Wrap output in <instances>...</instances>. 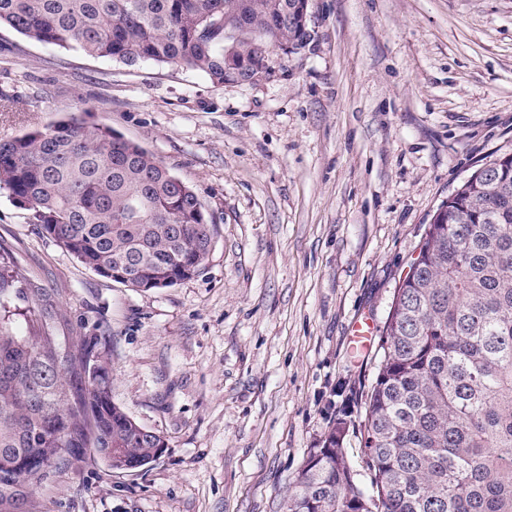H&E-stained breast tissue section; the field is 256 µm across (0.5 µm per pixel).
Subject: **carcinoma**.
<instances>
[{
  "instance_id": "carcinoma-1",
  "label": "carcinoma",
  "mask_w": 512,
  "mask_h": 512,
  "mask_svg": "<svg viewBox=\"0 0 512 512\" xmlns=\"http://www.w3.org/2000/svg\"><path fill=\"white\" fill-rule=\"evenodd\" d=\"M296 0H0V26L128 66L152 61L224 84V54L253 68L307 33ZM250 27L224 40L239 17ZM0 190L98 275L141 291L195 276L214 226L196 190L150 150L82 114L0 139ZM0 262V300L24 294ZM0 316V512L91 448L152 457L160 441L112 402L98 341L63 344L47 321ZM365 402L370 486L340 419L310 451L286 512H512V153L476 171L436 210L395 295ZM98 366L87 364L90 354ZM50 469H5L1 453Z\"/></svg>"
}]
</instances>
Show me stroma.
<instances>
[{"label": "stroma", "mask_w": 512, "mask_h": 512, "mask_svg": "<svg viewBox=\"0 0 512 512\" xmlns=\"http://www.w3.org/2000/svg\"><path fill=\"white\" fill-rule=\"evenodd\" d=\"M312 39L267 80L217 86L0 28V138L87 110L198 193L214 226L192 279L142 292L102 277L0 191V246L59 335L106 339L112 400L162 457L79 465L37 512H284L342 411L365 470L364 402L394 292L439 205L512 152V0H311ZM374 339L362 348L355 323Z\"/></svg>", "instance_id": "stroma-1"}]
</instances>
